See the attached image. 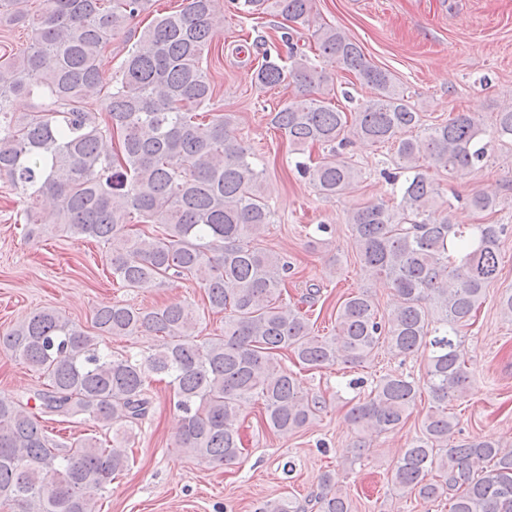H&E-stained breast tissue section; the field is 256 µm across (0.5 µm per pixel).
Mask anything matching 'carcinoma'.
I'll list each match as a JSON object with an SVG mask.
<instances>
[{"instance_id":"carcinoma-1","label":"carcinoma","mask_w":512,"mask_h":512,"mask_svg":"<svg viewBox=\"0 0 512 512\" xmlns=\"http://www.w3.org/2000/svg\"><path fill=\"white\" fill-rule=\"evenodd\" d=\"M0 0V25L28 28L31 42L0 56V175L20 191L27 235L55 230L107 245L112 280L122 288H159L191 280L204 307L224 314V334L201 337V317L185 306L98 307L90 332L52 309L33 312L0 333V348L46 380L29 400H0V504L17 512H97L95 494L128 466L133 428L152 408L149 379L169 378L180 413L174 447L204 461L239 457L240 411L259 405L263 425L279 436L311 424L326 399L306 391L301 370L343 361L359 365L382 346L397 356L429 351L430 402L419 434L403 449L391 483L424 501L448 498V512H512V448L490 441L451 440L458 425L448 402L466 396L470 377L457 350L461 329L484 302L499 273L506 224H475L469 234L448 218L431 169L472 173L491 140H512V105L495 114L491 130L459 112L424 126L422 115L390 74L365 57L343 30L314 32L315 58L290 34L289 64L267 53L255 82L262 88L291 78L301 93L271 113L319 194L341 195L361 179L339 150L353 136L396 145L407 173L395 206L353 209L351 238L365 275L384 278L397 302L381 317L366 292L336 306L333 333H315L308 315L285 298L295 275L288 261L254 246L272 223L263 171L238 140L233 117L217 105L208 70L221 0H185L140 35L132 22L148 0ZM249 16L277 13L314 21L313 0H229ZM128 44L120 74L104 77L100 61L112 41ZM378 91L345 112L332 106L335 69ZM41 102L21 112L17 102ZM477 213H492L499 196L477 191ZM140 224H153L146 232ZM148 334L160 339L146 355H114L103 337ZM420 394L408 374L385 373L350 410L361 428L401 429ZM88 415L112 427V439L54 442L43 421ZM317 512H352L336 475H323ZM258 512H307L292 498L268 500Z\"/></svg>"}]
</instances>
